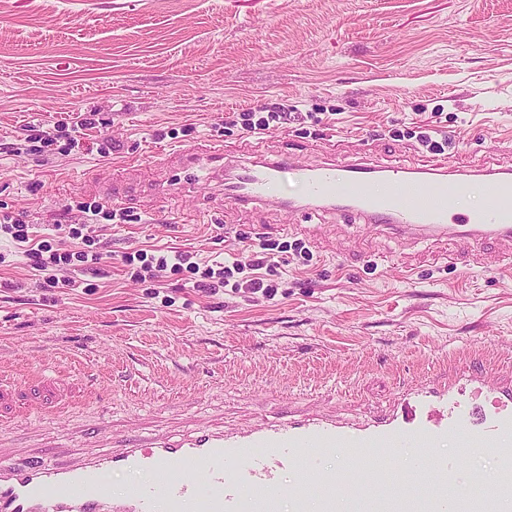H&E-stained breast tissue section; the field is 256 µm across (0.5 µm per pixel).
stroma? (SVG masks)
I'll list each match as a JSON object with an SVG mask.
<instances>
[{"mask_svg": "<svg viewBox=\"0 0 512 512\" xmlns=\"http://www.w3.org/2000/svg\"><path fill=\"white\" fill-rule=\"evenodd\" d=\"M304 112L270 135L237 112ZM99 123L78 147L39 149L28 128ZM447 154L422 152L421 121ZM224 142V169L298 164L512 169V0H0V205L29 236L79 250L70 208L120 178L126 224H91L107 262H19L0 232V433L81 445L109 420L225 427L288 420L348 435L412 433L377 459L416 475L454 459L495 483L512 438L425 437L461 402L467 425L512 413V245L403 235L363 217L225 199L188 183L173 150ZM171 182L169 195L157 186ZM304 242L257 275L271 295L209 294L189 272L133 277L125 254L204 261ZM478 263L445 266L444 250Z\"/></svg>", "mask_w": 512, "mask_h": 512, "instance_id": "1", "label": "stroma"}]
</instances>
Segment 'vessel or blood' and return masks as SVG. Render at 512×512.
Wrapping results in <instances>:
<instances>
[{
	"mask_svg": "<svg viewBox=\"0 0 512 512\" xmlns=\"http://www.w3.org/2000/svg\"><path fill=\"white\" fill-rule=\"evenodd\" d=\"M184 172L224 170V147L198 145L182 152ZM292 173L307 199L353 210L374 225L428 237H463L512 242V172L484 175L485 203L459 212L449 192L464 194L465 174L444 168H377L358 161L296 164L287 158L251 161L221 181L226 199L291 208L283 198L281 179ZM345 437L321 424L297 431L287 421L228 428L223 418L187 425L160 434L134 421L109 422L98 437V451L83 452L56 441L51 453L35 446L28 458H17L0 441V512H280L276 493L281 477L306 450L332 448ZM307 467L316 479L321 512H336V486L362 502L363 512H383L387 471L366 468L358 481H337L315 462ZM137 474L141 480L117 493L107 478ZM264 489L246 499L248 489ZM512 503V486L495 495L466 501L450 489L447 472H433L421 512H503Z\"/></svg>",
	"mask_w": 512,
	"mask_h": 512,
	"instance_id": "obj_1",
	"label": "vessel or blood"
}]
</instances>
